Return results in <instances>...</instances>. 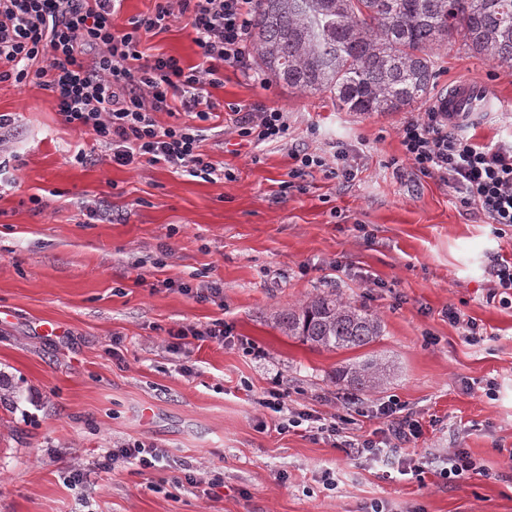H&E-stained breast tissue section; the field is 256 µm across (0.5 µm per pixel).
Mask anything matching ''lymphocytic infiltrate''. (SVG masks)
<instances>
[{"label": "lymphocytic infiltrate", "mask_w": 512, "mask_h": 512, "mask_svg": "<svg viewBox=\"0 0 512 512\" xmlns=\"http://www.w3.org/2000/svg\"><path fill=\"white\" fill-rule=\"evenodd\" d=\"M179 2L200 50L197 65L173 55L147 59L144 36L165 29ZM122 0H0V82L37 83L49 90L63 122L90 134L121 166L143 162L205 178L216 169L202 150L203 122L217 104L208 93L224 67L250 77L249 32L256 0H156L153 10L118 25ZM231 130L257 147L288 134V116L260 103L233 104ZM194 115L195 123L160 126L155 113ZM402 160L420 175L448 187L461 207L489 224L512 227V140L482 143L447 113L430 109L405 117L396 128ZM291 179L319 169L333 177L354 175L344 151L334 161L306 150L292 153ZM396 402L378 405L386 428L350 446L357 458L388 461L398 442L418 439V421L401 418Z\"/></svg>", "instance_id": "obj_1"}]
</instances>
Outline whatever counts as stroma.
<instances>
[{
    "label": "stroma",
    "mask_w": 512,
    "mask_h": 512,
    "mask_svg": "<svg viewBox=\"0 0 512 512\" xmlns=\"http://www.w3.org/2000/svg\"><path fill=\"white\" fill-rule=\"evenodd\" d=\"M141 50L199 60L177 16ZM462 79L499 103L478 139L511 136L512 69L455 44L434 96ZM210 94L282 109L287 138L253 149L222 112L203 143L214 179L130 169L65 125L51 92L0 83V512H512V306L486 272L490 256L512 259V228L495 231L400 162L401 113L346 112L230 66ZM336 144L355 150V178L316 170L283 189L294 149ZM214 284L220 297H194ZM328 290L383 319L368 351L389 363L386 391L344 403L332 375L357 351L274 326V312ZM218 321L224 342L175 345L180 328ZM272 390L287 410L335 417L339 436L281 432L284 412L260 405ZM389 399L422 426L400 458L464 448L481 473L446 481L428 465L401 475L353 458L347 441L373 437ZM134 441L165 452L162 467H102Z\"/></svg>",
    "instance_id": "obj_1"
}]
</instances>
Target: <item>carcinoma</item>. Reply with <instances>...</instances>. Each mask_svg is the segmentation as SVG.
I'll use <instances>...</instances> for the list:
<instances>
[{"label":"carcinoma","instance_id":"obj_1","mask_svg":"<svg viewBox=\"0 0 512 512\" xmlns=\"http://www.w3.org/2000/svg\"><path fill=\"white\" fill-rule=\"evenodd\" d=\"M249 39L259 70L291 89L328 94L345 112H405L430 96L452 43L512 68V0H257ZM273 323L327 351L364 348L384 331L380 317L329 292L275 312ZM389 378L369 354L335 374L372 393Z\"/></svg>","mask_w":512,"mask_h":512}]
</instances>
